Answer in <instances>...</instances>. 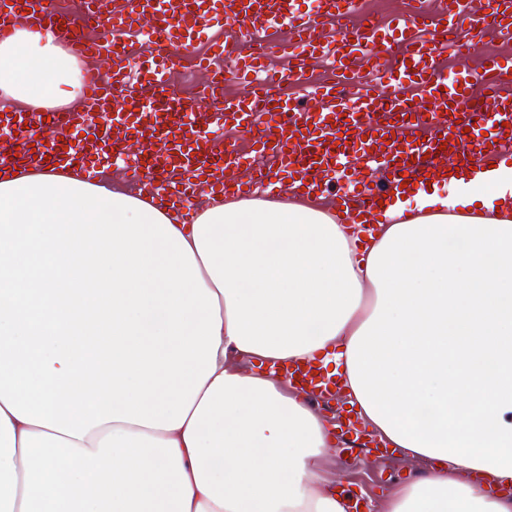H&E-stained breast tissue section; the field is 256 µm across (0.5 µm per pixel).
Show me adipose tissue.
<instances>
[{"label":"adipose tissue","instance_id":"obj_1","mask_svg":"<svg viewBox=\"0 0 512 512\" xmlns=\"http://www.w3.org/2000/svg\"><path fill=\"white\" fill-rule=\"evenodd\" d=\"M79 86L51 30L0 41V97ZM194 209L0 178V512H355L326 419L244 358L334 366L429 462L371 512H512L511 166L415 183L370 229L297 184Z\"/></svg>","mask_w":512,"mask_h":512}]
</instances>
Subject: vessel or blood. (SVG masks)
<instances>
[{"label": "vessel or blood", "instance_id": "1", "mask_svg": "<svg viewBox=\"0 0 512 512\" xmlns=\"http://www.w3.org/2000/svg\"><path fill=\"white\" fill-rule=\"evenodd\" d=\"M195 2L81 0L76 12L64 15L56 0H0V40L19 24L45 22L73 54L89 62L82 108L47 117L0 102V128L12 134L0 144V172L14 170L20 156H47L79 168L93 182L118 163L131 185L148 186L160 200L179 204L189 224L200 182L217 195H246L258 188L273 193L288 179L328 190L338 171L353 186L340 198L344 221L356 224L377 211L402 181H418L451 164L491 165L512 158V63L490 55L452 82L440 66L449 32L463 30L474 38L491 20L501 39L511 41L512 0H486L480 9L474 0H439L434 10L417 5L407 16L361 28L353 25L359 0H321L315 12L299 16L294 0H215L205 10ZM229 16L248 27L281 20L300 50L279 44L277 55L288 59L281 69L270 68L265 54L241 58L231 76H253L257 82L249 96L228 98L226 77L210 66L211 58L224 56V45L212 43L209 56L197 60L210 73L197 100L174 96L170 73ZM150 20L156 27L148 33V55L116 52L119 37L141 34ZM330 22L338 31L333 38L324 35ZM317 58L331 61L357 93L350 99L335 85H320L310 90L316 108L297 111L282 99L280 88L306 83L307 66ZM407 80L419 95L411 105L399 100ZM475 83L486 91L492 111H460ZM203 101L211 112L202 113ZM227 121L249 132L251 154L271 157V165L256 164L251 154L224 142L219 131ZM270 125L277 127V136L267 134ZM484 127L490 136L475 137V129ZM242 169L247 178H238ZM257 368L288 381L309 402L329 407L336 400L339 381L319 361L262 360ZM340 437L350 453L384 445L352 421Z\"/></svg>", "mask_w": 512, "mask_h": 512}]
</instances>
